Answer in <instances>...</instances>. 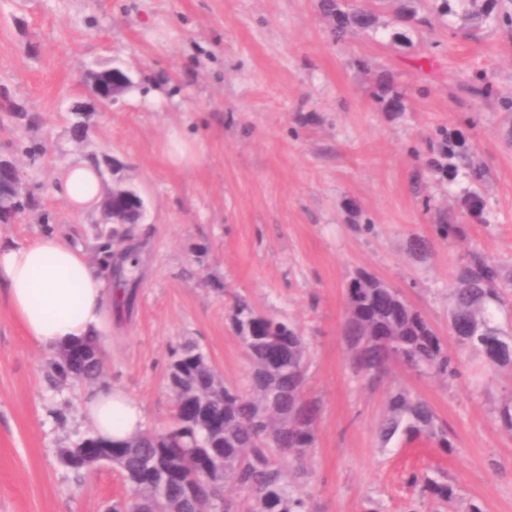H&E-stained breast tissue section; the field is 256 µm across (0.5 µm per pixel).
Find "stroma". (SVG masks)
Instances as JSON below:
<instances>
[{
	"label": "stroma",
	"mask_w": 512,
	"mask_h": 512,
	"mask_svg": "<svg viewBox=\"0 0 512 512\" xmlns=\"http://www.w3.org/2000/svg\"><path fill=\"white\" fill-rule=\"evenodd\" d=\"M399 9L378 0L377 32L337 44L316 0H0V87L27 111H0V157L40 200L0 224V245L64 230L115 288L120 256L100 250V213H74L52 192L70 161L96 157L103 189L133 187L146 205L135 302L99 332L106 382L138 402L146 427L173 421L166 370L180 343L196 341L225 382L246 385L250 364L230 328L243 298L308 343L306 388L322 412L301 490L317 512H443L406 485L414 469L484 512H512V433L497 418L512 371L460 350L448 327L470 254L512 280V110L472 91H512V27L462 39L437 25L398 42ZM108 67L133 86L76 141L68 106L84 98L88 69ZM382 78L402 92L401 111L372 97ZM176 135L198 146L194 161H170ZM30 138L46 143L44 157L12 152ZM447 146L470 165L443 160ZM448 223L462 234H444ZM361 271L425 315L458 361L455 378L396 366L372 385L354 373L342 328ZM53 358L0 288V512H106L132 494L112 465L77 473L61 462L60 448L87 430V390L52 386ZM394 387L431 404L452 452L425 437L381 444Z\"/></svg>",
	"instance_id": "1"
}]
</instances>
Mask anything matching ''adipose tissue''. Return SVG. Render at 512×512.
Instances as JSON below:
<instances>
[{
  "label": "adipose tissue",
  "mask_w": 512,
  "mask_h": 512,
  "mask_svg": "<svg viewBox=\"0 0 512 512\" xmlns=\"http://www.w3.org/2000/svg\"><path fill=\"white\" fill-rule=\"evenodd\" d=\"M53 191L72 209L88 212L100 199L99 172L89 160H73ZM0 288L26 336L49 351L99 332L106 309L115 301L82 248L54 232L26 245L0 248ZM80 418L99 436L115 441L142 430L144 423L142 408L116 388L87 399Z\"/></svg>",
  "instance_id": "1"
}]
</instances>
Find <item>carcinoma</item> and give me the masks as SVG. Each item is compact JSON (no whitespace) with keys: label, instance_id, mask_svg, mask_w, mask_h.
Listing matches in <instances>:
<instances>
[{"label":"carcinoma","instance_id":"cac0c4a2","mask_svg":"<svg viewBox=\"0 0 512 512\" xmlns=\"http://www.w3.org/2000/svg\"><path fill=\"white\" fill-rule=\"evenodd\" d=\"M424 13L412 9L409 20L429 27L432 20L448 23L453 34L473 38L481 29L504 21L496 0H430ZM319 13L330 22L335 41L352 31H367L376 14L347 0H317ZM473 91L495 98L512 110V95L504 96L484 84ZM373 96L393 106L402 94L391 86H376ZM38 206L33 196L0 195V224H9L26 210ZM121 227L113 228L102 245L135 236L142 221L134 204ZM123 297L115 311L130 307L134 281L114 270ZM449 326L459 343L484 358L491 368L512 369V334L496 321L503 303L500 266L474 253L455 275ZM344 339L352 354L356 374L371 383L381 381L396 362L419 375L454 377L455 361L427 318L400 292L385 282L361 275L348 285ZM251 365L249 389L215 385V369L199 360L195 342L180 344L170 355L167 371L177 372L173 424L160 431L143 430L112 443L115 465L137 497L138 512H201L210 491L224 493V512H316L310 496L299 491L309 479L307 459L315 445V425L320 414L317 400L305 394L308 344L298 328L259 314L250 302L238 298L231 321ZM102 377V365L89 359L73 366L61 359L51 363V381L93 385ZM424 435L444 452L453 448L448 429L431 405L406 390L390 391L379 424V438L388 444L399 437ZM406 484L422 499L437 500L448 512H483L470 503L461 508L452 485L426 471H412ZM242 490L247 498L233 495Z\"/></svg>","mask_w":512,"mask_h":512}]
</instances>
